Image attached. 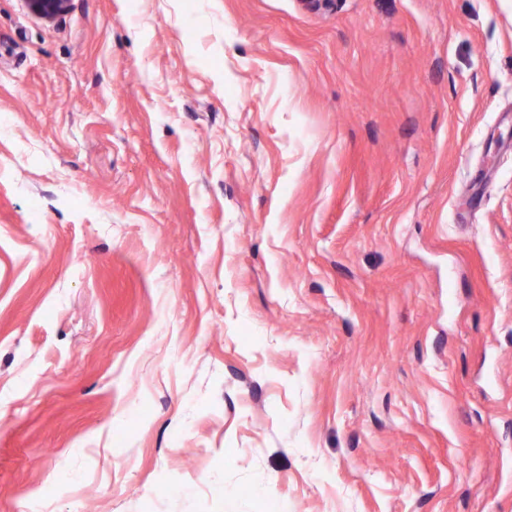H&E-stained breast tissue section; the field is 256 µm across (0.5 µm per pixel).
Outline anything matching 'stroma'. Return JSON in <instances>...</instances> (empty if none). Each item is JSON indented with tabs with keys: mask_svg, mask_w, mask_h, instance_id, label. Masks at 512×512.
<instances>
[{
	"mask_svg": "<svg viewBox=\"0 0 512 512\" xmlns=\"http://www.w3.org/2000/svg\"><path fill=\"white\" fill-rule=\"evenodd\" d=\"M0 512H512V0H0ZM25 3L31 13L51 22L68 11L70 0H25Z\"/></svg>",
	"mask_w": 512,
	"mask_h": 512,
	"instance_id": "1",
	"label": "stroma"
}]
</instances>
